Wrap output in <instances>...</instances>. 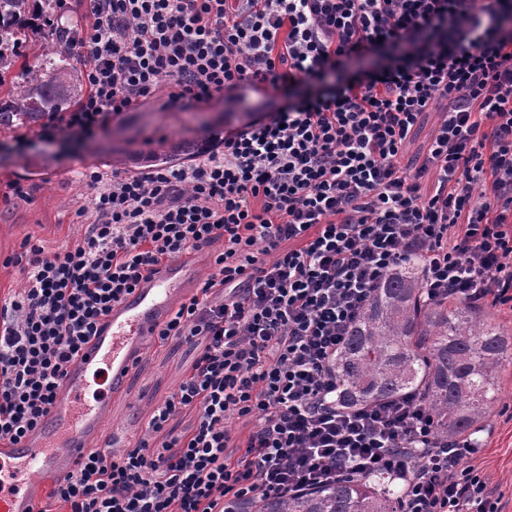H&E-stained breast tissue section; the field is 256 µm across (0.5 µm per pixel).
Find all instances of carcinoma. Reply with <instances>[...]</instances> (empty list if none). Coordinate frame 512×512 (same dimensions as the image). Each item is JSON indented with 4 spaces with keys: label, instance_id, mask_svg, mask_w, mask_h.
Listing matches in <instances>:
<instances>
[{
    "label": "carcinoma",
    "instance_id": "1",
    "mask_svg": "<svg viewBox=\"0 0 512 512\" xmlns=\"http://www.w3.org/2000/svg\"><path fill=\"white\" fill-rule=\"evenodd\" d=\"M38 0H0V86L7 84L18 57L15 45L32 30ZM21 82L0 99V128L32 126L66 110L80 91V71L65 39L48 33L38 64L24 65ZM202 140L172 136L159 149L130 156L112 148V166L125 159L171 167L193 158ZM512 364V333L477 307L461 301L422 300L420 261L387 272L333 362L336 406L356 410L415 393L436 418V435L455 440L482 428L502 395L501 374ZM394 478L377 474L340 480L299 495L263 497L254 512H399L401 491Z\"/></svg>",
    "mask_w": 512,
    "mask_h": 512
}]
</instances>
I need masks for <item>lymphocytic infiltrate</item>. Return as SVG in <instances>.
Wrapping results in <instances>:
<instances>
[{
    "label": "lymphocytic infiltrate",
    "instance_id": "1",
    "mask_svg": "<svg viewBox=\"0 0 512 512\" xmlns=\"http://www.w3.org/2000/svg\"><path fill=\"white\" fill-rule=\"evenodd\" d=\"M70 41L87 93L43 140H85L147 101L206 103L252 80L323 78L378 47L387 62L260 112L195 163L91 170L86 231L24 243L0 303V445L48 414L113 304L165 261L212 271L159 334L190 363L148 422L160 445L95 448L36 512H227L375 473L400 512H503L417 396L344 411L332 365L382 276L421 260L426 303L512 312V0H86ZM192 414L182 430L172 426ZM250 423L234 440L228 423ZM423 449L411 468L406 449Z\"/></svg>",
    "mask_w": 512,
    "mask_h": 512
}]
</instances>
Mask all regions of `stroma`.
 I'll list each match as a JSON object with an SVG mask.
<instances>
[{"label":"stroma","mask_w":512,"mask_h":512,"mask_svg":"<svg viewBox=\"0 0 512 512\" xmlns=\"http://www.w3.org/2000/svg\"><path fill=\"white\" fill-rule=\"evenodd\" d=\"M171 91L168 80H161L153 97L123 115L134 129L152 132L159 129L180 133L192 128V116L219 117L222 126H233L242 109L232 94L205 104L190 102L180 112H165L161 106ZM112 133L105 130L82 144L60 138L47 143L37 137L36 127L0 130V300L22 288L19 266L10 262L21 254L24 240L53 254L62 246L73 245L85 233L77 210L92 207L91 196L82 181L85 164L97 160L98 170L111 174L108 158ZM21 182L29 190L25 199L10 195L8 185ZM139 374L129 380L125 394L113 402L105 428L121 444L133 445L145 437L154 405L176 388L189 356L174 344L148 343ZM504 393L485 430L479 432L482 447L476 463L490 478L494 494L500 495L504 512H512V365L501 375Z\"/></svg>","instance_id":"1"}]
</instances>
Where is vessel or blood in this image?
<instances>
[{"label": "vessel or blood", "instance_id": "vessel-or-blood-1", "mask_svg": "<svg viewBox=\"0 0 512 512\" xmlns=\"http://www.w3.org/2000/svg\"><path fill=\"white\" fill-rule=\"evenodd\" d=\"M198 285L195 256L164 264L113 305L96 336L83 348L57 388L44 420L19 444L0 447V512H34L47 494V482L68 474L94 448L110 438L104 417L176 309ZM105 386L89 397L91 378Z\"/></svg>", "mask_w": 512, "mask_h": 512}]
</instances>
